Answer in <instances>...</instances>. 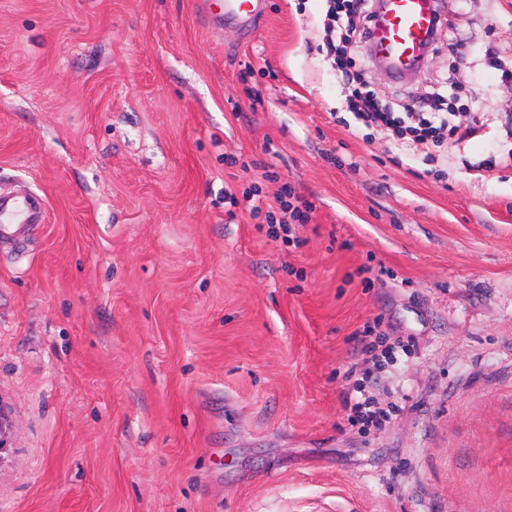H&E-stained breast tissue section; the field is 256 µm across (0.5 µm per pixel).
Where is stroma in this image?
<instances>
[{
    "instance_id": "obj_1",
    "label": "stroma",
    "mask_w": 512,
    "mask_h": 512,
    "mask_svg": "<svg viewBox=\"0 0 512 512\" xmlns=\"http://www.w3.org/2000/svg\"><path fill=\"white\" fill-rule=\"evenodd\" d=\"M200 2L0 0V193L44 203L0 237V512H512V0H455L407 82L353 44L477 129L433 149L350 111L325 0ZM285 184L295 246L224 203ZM263 0H203L204 10L211 15L212 6L220 2L222 14L220 22H228L243 27L259 18L262 13ZM275 202L280 214H283L284 217L288 215L292 221H308L309 214L313 209L310 202L295 193L294 189L287 186L282 187ZM354 336L360 337L362 349L372 361L378 362L379 358L386 357L390 350H394L396 348L403 349V346L398 342L385 346L386 341L384 338L375 334V325L372 326L369 323L364 324L363 329L356 331ZM353 391L360 393V397L346 394L344 398V404L349 410L347 416L349 424L352 427H358V430L363 433L383 429L388 422L391 409L381 407L372 396L368 395L363 383H356Z\"/></svg>"
}]
</instances>
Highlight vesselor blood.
<instances>
[{"label":"vessel or blood","instance_id":"b4317fda","mask_svg":"<svg viewBox=\"0 0 512 512\" xmlns=\"http://www.w3.org/2000/svg\"><path fill=\"white\" fill-rule=\"evenodd\" d=\"M216 4L222 7L221 21L241 27L262 13V0H203L208 9ZM444 7L445 0H381L369 27V45L394 76L408 75L420 67L435 19ZM30 217L26 200L0 198V233Z\"/></svg>","mask_w":512,"mask_h":512}]
</instances>
